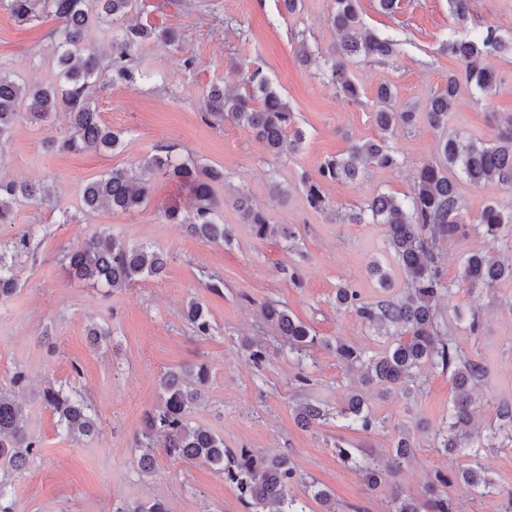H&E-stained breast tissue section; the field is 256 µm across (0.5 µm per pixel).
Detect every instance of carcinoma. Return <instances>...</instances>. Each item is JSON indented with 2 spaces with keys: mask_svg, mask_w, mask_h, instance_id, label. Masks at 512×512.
<instances>
[{
  "mask_svg": "<svg viewBox=\"0 0 512 512\" xmlns=\"http://www.w3.org/2000/svg\"><path fill=\"white\" fill-rule=\"evenodd\" d=\"M16 18L23 21L34 16L36 5L59 22L52 32L57 65L55 79L49 83L26 81L7 70H0V156L18 121L43 125L53 114L64 111L68 118V134L61 141L50 140L48 147L66 152L86 148L116 151L123 143V133L102 122L95 102V91L102 68L109 71L111 83H132L138 70L129 65L132 51L142 41L154 35L142 24H129L125 17L132 12L135 0H0ZM330 24L341 34V42L321 58L304 45L298 49L302 62L323 64V74L351 98L359 90L350 79L344 59L363 57L384 62L397 53L398 41L362 29L359 0H334ZM105 31L117 29L110 40L108 61L94 53H85L86 41L93 28ZM448 55L466 69L468 83L482 97L495 89L497 76L484 63L496 55L512 53V40L505 39L492 28L471 36L456 38L446 45ZM251 93L238 95L226 87L213 84L203 94L200 109L204 120L214 126L233 121L249 129L268 151L275 156L297 151L304 140L303 131L293 126V112L267 78L256 69L248 74ZM459 93L455 77H448V87L432 98L425 108L414 104L396 107L391 88L382 87L377 93L379 108L374 121L381 132L376 140L353 144L349 150L322 162L318 167L321 181L348 182L358 179L362 168L372 164L380 168L398 165V156L389 145V138L400 129L415 126L425 115L435 128L448 123ZM261 106H253L255 102ZM444 163L428 162L420 167L416 188L406 200L389 194H378L363 207L348 215V220L360 224L369 219L386 226L390 247L394 250L405 278V299L388 300L378 305L361 301L358 293L347 286L336 291L338 306L354 311L370 326L388 329L387 335L396 343L378 355H367L336 341V354L352 369L361 373L364 386L391 385L410 377L422 364L451 372L456 395L448 414V423L437 430L445 452L464 447L472 438V388L484 378L486 369L476 360L459 353L448 342L438 320L436 301L450 292L436 245L453 238L459 231L457 216L464 207L455 182L445 167H457L473 184L497 181L512 189V116L498 128L495 142L476 144L458 135L450 136L441 145ZM163 176L187 186L192 195L190 208L177 205L163 210L171 224L183 225L196 238L213 243L231 242L232 230L224 224L221 209L224 201L217 189L224 185V169L199 163L177 146L159 145L155 152L126 168H114L86 180L80 188L81 212L89 214L101 207L122 213H133L146 207L151 199L153 178ZM311 207L323 210L328 202L320 181L305 183ZM55 194L51 186L26 180L0 177V224H10L22 203L51 204ZM245 223L254 235L262 239L276 229L288 242L295 241L290 225L273 226L267 215L247 197L238 198ZM475 230L492 247L503 244L512 251V216L497 206H485L477 218ZM33 233L29 232L5 247L0 246V298L16 294L19 285L18 260L28 253ZM68 275L103 288L122 290L152 277H159L168 264L167 253L151 244H125L111 232L101 230L85 242L82 249L66 257ZM512 278V259L496 258L489 252H474L463 262L460 280L472 287H490L497 281ZM264 320L279 331L288 352L300 359L315 343L310 327L290 315L288 309L273 303L260 305ZM183 317L197 336L212 335L213 325L208 310L194 299L183 310ZM209 379V369L203 364L172 371L160 381L157 408L146 414L143 429L136 438L140 452L138 465L147 470L154 462V437H164L169 455L186 462H202L224 475V480L237 491L238 498L251 512H304L303 506L290 494L296 470L286 456H257L248 448L236 453L224 450V438L191 419L199 403L201 387ZM42 398L57 415V426L68 436L91 437L98 431L95 409L76 391L61 384L49 383ZM365 402L359 392L351 393L339 414L355 429L369 432L374 426L371 415L364 411ZM297 419L303 425L323 420L325 410L312 403L296 406ZM503 424L488 438V442L503 436L512 442V410L500 409ZM339 456L349 460L369 488L386 480L385 471H397L413 457V447L407 434H401L391 452V461L383 470L370 454L360 457L348 448H337ZM38 454L37 444L28 436L22 406L12 395L0 392V512H13L8 486L11 475L22 471ZM455 479L488 494L497 489L495 482L473 467L454 469ZM427 512H455L453 500L443 490L430 489ZM388 512H422V506L412 498L395 493Z\"/></svg>",
  "mask_w": 512,
  "mask_h": 512,
  "instance_id": "carcinoma-1",
  "label": "carcinoma"
}]
</instances>
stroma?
Returning <instances> with one entry per match:
<instances>
[{
    "instance_id": "obj_1",
    "label": "stroma",
    "mask_w": 512,
    "mask_h": 512,
    "mask_svg": "<svg viewBox=\"0 0 512 512\" xmlns=\"http://www.w3.org/2000/svg\"><path fill=\"white\" fill-rule=\"evenodd\" d=\"M332 7L333 0H302L291 15L281 0H137L132 22L155 32L131 57L139 76L130 84L101 78L96 101L102 121L122 131V147L76 154L48 149L47 140L62 137L67 129L62 114L43 126L21 122L14 127L0 154V173L48 182L56 191L54 203L22 205L14 223L0 224V244L28 231L35 243L34 252L19 260V290L0 301V391H11L14 372L26 373V429L40 442L37 459L11 478L14 512H115L157 500L168 512H248L223 474L206 464L173 459L160 446L151 471L137 464L133 439L158 402L161 378L201 363L211 375L192 412L193 422L222 436L230 450L288 456L297 473L291 493L306 512H323L310 495L314 484L330 491L337 512H387L396 491L424 501L428 482L452 462L483 468L500 487L499 493L482 495L452 481L447 493L456 512H512V501L501 494L512 489V442L477 451L466 448L452 460L438 445L436 432L448 420L454 395L449 372L427 364L413 379L364 388L334 346L339 340L374 354L395 342L354 312L338 308L337 288L349 285L369 304L401 298L405 288L385 226L350 224L346 214L379 193L406 198L414 191L421 164L440 160L443 139L460 133L488 144L512 116V54L487 59L498 81L485 99L463 81L462 66L444 50L448 41L489 25L511 39L512 0H471L463 25L450 17L448 0H399L389 15L376 0H360L364 26L393 37L399 46L385 63L348 61L361 90L357 103L297 56L302 43L317 54L338 43L329 22ZM55 26L49 17L18 22L0 7V68L28 81H51L55 69L49 35ZM164 29L179 33L180 49L158 38ZM248 67L261 69L288 101L296 126L305 134L298 152L276 156L237 124L213 126L202 120L199 99L206 88L226 82L237 92H248ZM452 73L462 82L445 128H433L419 118L415 127L390 139L398 166H371L357 181L324 183L328 209L309 205L304 177H316L324 158L379 138L374 122L379 86L396 89L398 103L423 104L446 88ZM164 143L179 145L202 164L223 167L219 195L224 222L233 231L230 244L200 241L181 225L168 223L162 209L188 207L191 193L160 177L150 203L138 212L102 208L77 217L82 182L125 167ZM451 177L464 202L462 230L438 246L451 285L438 312L454 346L487 369L472 391L474 427L486 435L499 426L500 407H512V280L469 288L460 280L461 262L471 252L488 248L474 230L476 216L489 204L512 215V191L495 181L472 184L457 171ZM242 195L263 208L271 223L292 225L297 248L277 235L256 238L236 204ZM68 212L75 214V221L65 222ZM102 229L125 242L162 248L169 256L165 275L112 293L69 278L64 267L68 250ZM375 262L389 274L391 289L380 288L370 275ZM286 266L298 269L301 286L289 282L282 272ZM214 273L224 280L217 293L206 287ZM192 299L208 309L212 335H194L184 321L182 310ZM269 300L286 305L318 336L303 364H296L277 332L261 318L259 305ZM471 313L479 316L475 331L466 321ZM94 324L111 330L110 341L88 344L86 333ZM246 338L265 347L261 364L250 361L243 350ZM300 368L310 377L303 386L294 379ZM49 382L75 388L87 399L99 417L97 436L77 440L58 431L56 416L42 400ZM358 390L374 420L368 432L354 430L338 415ZM301 399L324 405L329 417L301 428L294 413ZM402 429L410 433L415 457L375 489H368L337 454L344 447L388 459Z\"/></svg>"
}]
</instances>
